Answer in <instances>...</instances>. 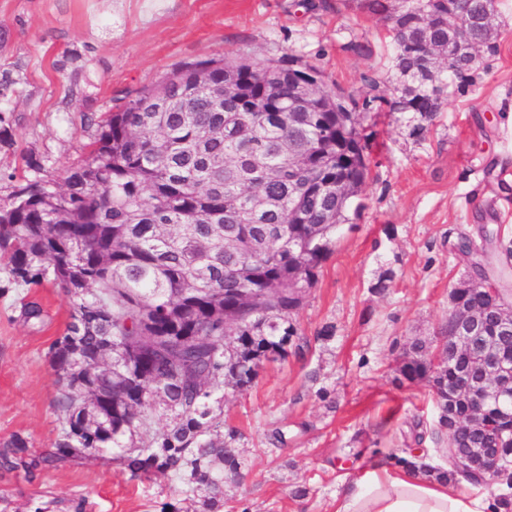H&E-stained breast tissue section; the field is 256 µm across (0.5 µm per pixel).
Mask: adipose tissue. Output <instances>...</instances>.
Here are the masks:
<instances>
[{
    "mask_svg": "<svg viewBox=\"0 0 512 512\" xmlns=\"http://www.w3.org/2000/svg\"><path fill=\"white\" fill-rule=\"evenodd\" d=\"M336 512H505L496 497H475L418 471L383 466L349 482Z\"/></svg>",
    "mask_w": 512,
    "mask_h": 512,
    "instance_id": "obj_1",
    "label": "adipose tissue"
}]
</instances>
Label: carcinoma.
Wrapping results in <instances>:
<instances>
[{"label": "carcinoma", "mask_w": 512, "mask_h": 512, "mask_svg": "<svg viewBox=\"0 0 512 512\" xmlns=\"http://www.w3.org/2000/svg\"><path fill=\"white\" fill-rule=\"evenodd\" d=\"M358 8L389 23L395 43L392 97L356 100L342 90H317L310 113L290 126L280 117L288 104L284 87L292 66L209 59L174 72L154 88L137 90L117 111L96 122L88 156L53 188L38 180L18 185L0 203V257L10 282L42 288L58 284L71 301L69 321L48 351L62 428L47 455L27 452L16 436L0 451V466L30 476L46 466L63 467L79 458L119 452L109 461L134 477L166 474L180 481L185 506L162 512H215L224 502V472L240 475L237 449L211 434L218 427L208 399L237 372L238 387L250 386L260 364L283 359L297 328L292 316L301 299L288 289L298 278L309 285L332 252L336 223L347 220L348 199L336 192V178H348L355 195L368 174L365 122L375 112H412L420 136L448 96L475 83L479 61L453 43L468 29L484 54H498L484 25L466 27L456 0H356ZM475 17L494 20L493 0H470ZM236 77L235 96L221 100L212 86ZM449 74L450 78L443 77ZM164 96L180 106L154 112ZM310 147L311 168L288 170V139ZM266 158L265 172L251 167L249 154ZM317 180L323 189L306 197L304 218L292 216L293 192ZM264 191L270 206L258 217L244 203ZM321 225L315 235L311 227ZM476 247L477 278L512 284V245L481 229V243L461 237L457 250ZM241 288H277L250 306L238 304ZM467 309L492 300L467 290ZM25 323L43 322L40 303L23 306ZM239 349L226 362L225 337ZM116 348L133 358L122 374H104L100 351ZM467 374L483 376L479 351L466 356ZM410 383L427 382L438 408L439 426L468 422L471 406H448L456 372L434 363L420 341L410 344L399 369ZM174 409L159 436L124 443L147 427L155 385ZM469 442L473 448L500 444L512 455V420L488 406ZM394 464L418 468L439 481L458 482L452 468L429 465L417 455L390 456Z\"/></svg>", "instance_id": "1"}]
</instances>
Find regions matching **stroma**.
Instances as JSON below:
<instances>
[{
    "instance_id": "1",
    "label": "stroma",
    "mask_w": 512,
    "mask_h": 512,
    "mask_svg": "<svg viewBox=\"0 0 512 512\" xmlns=\"http://www.w3.org/2000/svg\"><path fill=\"white\" fill-rule=\"evenodd\" d=\"M324 2L307 12L298 0H0V199L20 175L61 181L85 158L89 116L186 64L297 59L323 71L327 90L359 100L373 80L392 90L384 22L353 0ZM495 5L498 55L422 136L409 134L411 113L381 114L366 181L295 317L300 351L264 362L248 388L213 394L218 430L244 461L225 480L222 512H336L344 481L415 434L424 451L447 447L427 384L399 383L398 367L412 341L437 345L450 291L469 272L460 235L485 226L512 241V0ZM33 297L39 327L21 318ZM69 310L60 288L16 287L0 262V446L18 436L30 452L53 450L47 351ZM184 497L170 476L141 481L95 458L32 479L0 469V512H160Z\"/></svg>"
}]
</instances>
